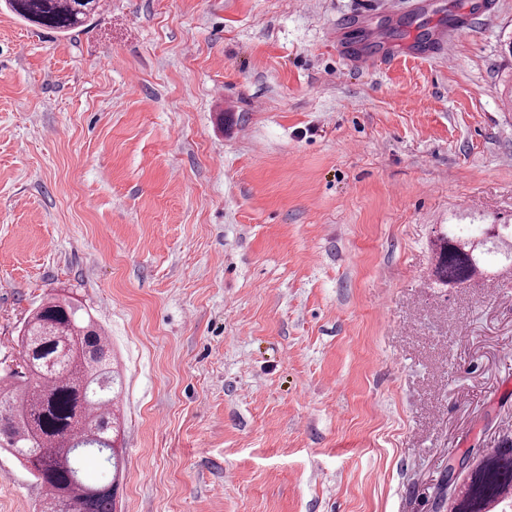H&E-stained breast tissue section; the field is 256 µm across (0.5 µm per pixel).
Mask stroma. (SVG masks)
Instances as JSON below:
<instances>
[{
	"mask_svg": "<svg viewBox=\"0 0 512 512\" xmlns=\"http://www.w3.org/2000/svg\"><path fill=\"white\" fill-rule=\"evenodd\" d=\"M509 42L512 0L0 5V370L47 295L104 327L118 512H448L512 438V270L427 278L440 229L512 224ZM41 494L0 450V512ZM10 11L43 29L69 33L82 31L102 15V0H6Z\"/></svg>",
	"mask_w": 512,
	"mask_h": 512,
	"instance_id": "35a3bbf8",
	"label": "stroma"
}]
</instances>
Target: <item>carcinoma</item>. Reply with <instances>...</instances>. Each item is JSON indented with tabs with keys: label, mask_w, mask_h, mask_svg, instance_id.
I'll list each match as a JSON object with an SVG mask.
<instances>
[{
	"label": "carcinoma",
	"mask_w": 512,
	"mask_h": 512,
	"mask_svg": "<svg viewBox=\"0 0 512 512\" xmlns=\"http://www.w3.org/2000/svg\"><path fill=\"white\" fill-rule=\"evenodd\" d=\"M10 11L43 29L84 30L102 15V0H6ZM450 224L434 242L435 285H462L484 272L490 257L512 264V225ZM20 369L0 375V448L8 450L43 489L38 512H115L117 483L90 484L82 458L120 470L113 449L116 399L122 392L112 346L90 313L69 296L42 300L19 338ZM512 501V440L448 466L449 512H496Z\"/></svg>",
	"instance_id": "carcinoma-1"
}]
</instances>
